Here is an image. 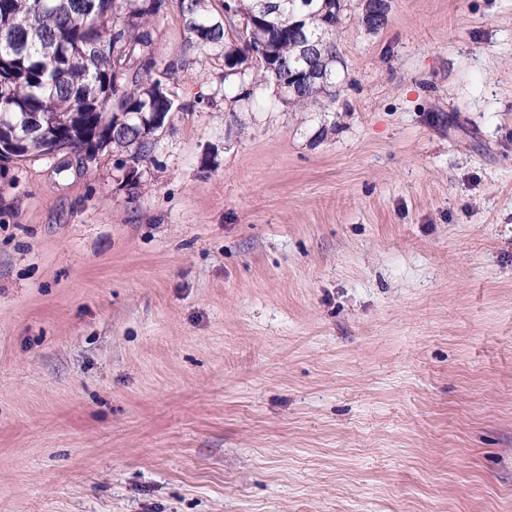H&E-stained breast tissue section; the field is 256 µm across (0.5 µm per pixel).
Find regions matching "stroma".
Returning a JSON list of instances; mask_svg holds the SVG:
<instances>
[{"mask_svg": "<svg viewBox=\"0 0 512 512\" xmlns=\"http://www.w3.org/2000/svg\"><path fill=\"white\" fill-rule=\"evenodd\" d=\"M361 13L301 112L167 0L136 187L0 170V512H512V0Z\"/></svg>", "mask_w": 512, "mask_h": 512, "instance_id": "1", "label": "stroma"}]
</instances>
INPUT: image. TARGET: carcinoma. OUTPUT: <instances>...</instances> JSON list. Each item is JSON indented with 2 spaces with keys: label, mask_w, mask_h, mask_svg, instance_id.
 <instances>
[{
  "label": "carcinoma",
  "mask_w": 512,
  "mask_h": 512,
  "mask_svg": "<svg viewBox=\"0 0 512 512\" xmlns=\"http://www.w3.org/2000/svg\"><path fill=\"white\" fill-rule=\"evenodd\" d=\"M306 33L288 9L262 11L258 0H233L212 19L204 0H179L188 39L185 57L220 49L224 97L243 74L260 97L274 84L296 109L332 96L336 31L323 0H306ZM166 0H0V159L77 157L86 169L111 146L126 151L120 168L133 177L153 160L160 137L180 108L167 79L174 65L154 57L152 21ZM319 41L328 79L298 77L304 40Z\"/></svg>",
  "instance_id": "cac0c4a2"
}]
</instances>
